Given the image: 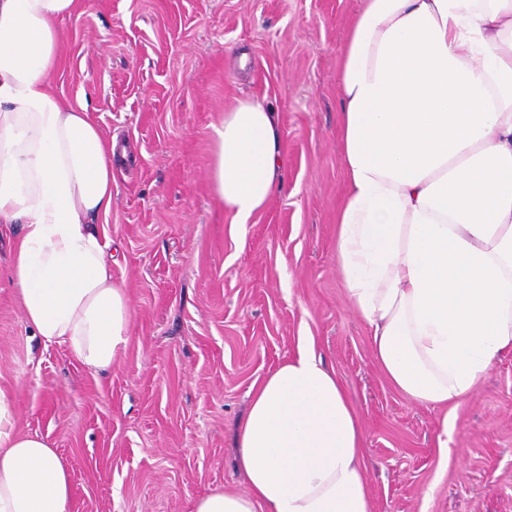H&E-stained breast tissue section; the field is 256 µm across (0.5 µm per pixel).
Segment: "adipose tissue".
Wrapping results in <instances>:
<instances>
[{"label": "adipose tissue", "mask_w": 512, "mask_h": 512, "mask_svg": "<svg viewBox=\"0 0 512 512\" xmlns=\"http://www.w3.org/2000/svg\"><path fill=\"white\" fill-rule=\"evenodd\" d=\"M78 0H0V223L24 318L92 371L127 345L131 300L95 227L112 208L115 140L53 88ZM347 189L336 257L389 382L459 405L512 352V0H362L339 67ZM210 185L246 224L283 185L276 112L243 98L213 128ZM363 429L301 342L249 392L243 491L193 512H373ZM69 469L21 433L0 391V512H69Z\"/></svg>", "instance_id": "obj_1"}]
</instances>
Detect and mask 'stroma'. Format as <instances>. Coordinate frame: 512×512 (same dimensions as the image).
Here are the masks:
<instances>
[{
	"mask_svg": "<svg viewBox=\"0 0 512 512\" xmlns=\"http://www.w3.org/2000/svg\"><path fill=\"white\" fill-rule=\"evenodd\" d=\"M361 5L79 0L62 22L58 94L129 146L104 229L130 336L104 372L43 345L6 275L23 227L0 224V390L67 463L70 512H191L240 489L247 393L302 336L353 401L376 512H512V353L456 410L420 404L383 375L337 267L338 70ZM246 97L278 115L284 186L237 224L210 188L212 133Z\"/></svg>",
	"mask_w": 512,
	"mask_h": 512,
	"instance_id": "obj_1",
	"label": "stroma"
}]
</instances>
